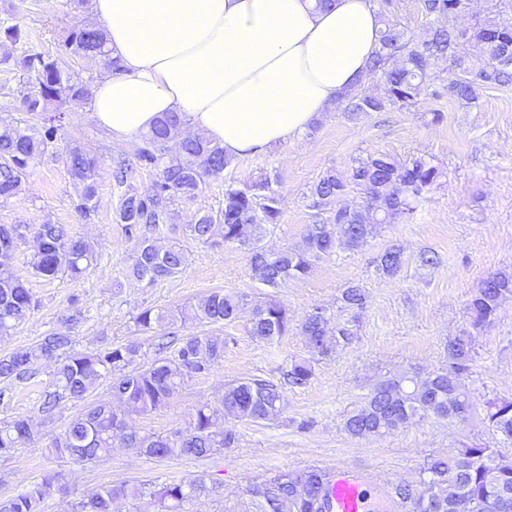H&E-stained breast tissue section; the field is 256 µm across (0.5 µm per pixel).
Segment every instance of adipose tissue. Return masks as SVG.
<instances>
[{"label": "adipose tissue", "instance_id": "obj_1", "mask_svg": "<svg viewBox=\"0 0 512 512\" xmlns=\"http://www.w3.org/2000/svg\"><path fill=\"white\" fill-rule=\"evenodd\" d=\"M120 72L94 88L95 122L139 137L165 113L231 159L299 137L363 79L372 0H93Z\"/></svg>", "mask_w": 512, "mask_h": 512}]
</instances>
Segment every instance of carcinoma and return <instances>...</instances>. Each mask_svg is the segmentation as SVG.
Segmentation results:
<instances>
[{
  "instance_id": "1",
  "label": "carcinoma",
  "mask_w": 512,
  "mask_h": 512,
  "mask_svg": "<svg viewBox=\"0 0 512 512\" xmlns=\"http://www.w3.org/2000/svg\"><path fill=\"white\" fill-rule=\"evenodd\" d=\"M382 28L379 47L372 56L365 80L359 82L345 101L344 112H384L391 108L414 106L435 74H447L435 96L444 95L472 104L482 85H512V27L500 25L496 16L512 10V0H491L484 16L466 29L435 25L433 21L465 11L469 0H418V10L431 22L428 39L415 43L394 14L393 0H376ZM0 42L17 46L26 35L16 25L0 24ZM98 58L112 73L120 71L118 60L109 57L102 29L94 24L73 29L54 55L26 51L18 58L7 55L0 64L13 65L35 78L37 90L23 100L24 110L32 114L60 107L69 100L92 98L93 84H74L64 58ZM183 121L176 113L160 120L141 136L134 153L135 163L117 161L113 185L120 190L115 212L116 223L123 225L128 239L135 241L131 254L134 276L153 285L181 273L187 264L183 246L173 244L158 248L143 230L171 220V207L192 203L210 181L224 179L232 160L224 148L207 137L181 136ZM59 117L42 119L38 126H23L7 116H0V199H9L21 189L37 160L57 139ZM98 160L79 145L70 147L65 165L72 181L82 186L77 208L87 217L96 210L98 195L96 169ZM153 174L151 187L141 192L129 175L134 168ZM438 177L435 167L422 161L403 166L386 155L357 160L351 182L366 195L363 205L341 207L327 221L308 226L305 247L300 251H268L261 245L265 224L281 221L280 196L268 180L230 182L224 185V206L218 214L205 212L188 226L192 239L207 243L219 235L226 244L248 249L252 278L272 288L310 274L313 262L333 254L337 242L351 248L361 246L380 224L413 210L412 203ZM348 182L328 172L314 184L312 193L328 205L347 193ZM36 242L30 265L36 274L54 278L66 273L78 279L98 259L96 245L73 236L63 224H0V338L10 335L25 323L37 307L26 283L15 273L12 253L27 238ZM403 254L397 248L379 257V267L386 274L398 271ZM512 296V274L500 272L485 281L469 304L473 326L483 328L497 317L501 301ZM346 306L364 304L362 288L350 286L342 292ZM241 300L235 295L214 291L198 305L167 315L151 309L135 318L137 327L158 338L156 358L137 344H107L94 351H78L71 336L51 333L31 347L0 356V380L24 382L33 378L37 366H56L46 392L41 412L46 420L55 418V410L67 399H82L109 381L112 400L84 406L49 448L70 463L84 465L109 454L115 445L137 448L154 458H204L228 447L234 437L217 428L219 419L232 416L251 422L271 421L285 409L282 387L263 380L236 381L224 387L218 403L200 405L182 429L165 435H139L131 431L126 416L145 414L173 398L194 374L207 372L224 359V338L193 334L176 338L165 331L166 321L181 319L198 324L236 321ZM291 319L288 309L277 301L255 304L249 336L272 342L288 335ZM301 333L312 352L326 355L332 344L345 339L348 332L333 329L326 310L317 307L301 325ZM448 367L425 377L398 376L379 382L363 403L344 422V430L356 438L380 436L425 419L460 420L472 410V403L461 383L473 360V344L467 336L448 342ZM313 376L308 360L294 362L287 373L292 387L306 386ZM487 421L497 432L512 439V400L492 401ZM37 432L31 419L16 416L0 423V454L33 443ZM428 479L417 488L395 487L401 500L413 504V512H512V461L497 449L480 444L465 445L446 455L431 458L424 466ZM61 488L60 476L29 486L14 498L0 501V512H44V501ZM213 491L204 479L170 483L153 494L158 512H188L186 505ZM254 494L260 498L261 512H328L326 474L310 467L285 472ZM139 488L125 485L106 486L77 503L76 512H112V502L119 498L139 499Z\"/></svg>"
}]
</instances>
